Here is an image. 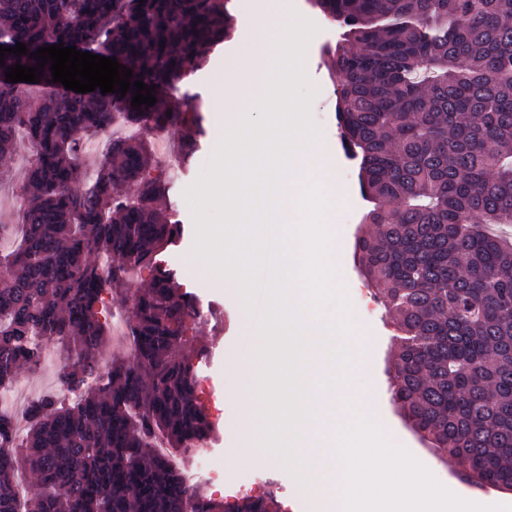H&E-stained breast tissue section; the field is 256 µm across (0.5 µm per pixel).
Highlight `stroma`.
<instances>
[{"label":"stroma","mask_w":512,"mask_h":512,"mask_svg":"<svg viewBox=\"0 0 512 512\" xmlns=\"http://www.w3.org/2000/svg\"><path fill=\"white\" fill-rule=\"evenodd\" d=\"M335 33L325 38L311 37L304 59V68L309 81L317 92L310 103V116L323 140L332 166L349 200L347 207L334 217L336 239L342 254L343 276L347 283L345 302L352 307L357 317V332L365 336L369 370L359 376L357 386L368 389L372 395V409L384 421L390 440L404 448L440 482L449 486L457 495L471 499L488 507L506 503L512 492L491 488L479 489L461 482L453 461L439 458L432 448L422 442L406 425L393 400L391 379L394 374L393 352L398 345L396 333L385 315V309L376 295V290L359 271L355 254V237L363 231L362 217L369 204L361 196L358 185V163L350 157L339 143L336 125V83L324 65L323 43H335ZM236 38H229L217 46L206 70L190 77L184 89L196 97L205 116L206 134L187 164L175 161L177 134L169 132L167 138L151 139L150 144L157 161L174 159L171 172L176 179L170 206L184 226L181 241L168 255L169 262L182 269L188 256L195 251L197 228L186 191L194 185L211 160L224 134V99L216 95L213 82L222 74L225 64L237 53ZM32 149L27 141H18L11 156L0 158V224L16 223L22 204L21 186L31 166ZM203 305L205 315L193 323L191 335L196 347L205 349L199 371V391L208 402L217 424L215 436L196 448L185 465L188 483L217 491L219 486L230 483L235 490L253 494L272 487L287 507L288 512H309L311 505L299 492L292 474L284 465L273 467H242L228 470L224 467V450L232 434L231 423L236 416L235 406L224 396L227 382V359L233 355H244L254 346L255 328H244L239 320L241 301L237 292L230 288L214 286L208 277L181 276ZM55 357L54 363H43L40 369L20 370L13 383L17 403L12 411L19 416V429H26L23 416L28 403L40 395L54 396L58 401L70 404L74 397L63 390L59 382L60 365L64 353L58 343L48 346Z\"/></svg>","instance_id":"35a3bbf8"}]
</instances>
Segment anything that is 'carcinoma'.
Returning a JSON list of instances; mask_svg holds the SVG:
<instances>
[{"mask_svg":"<svg viewBox=\"0 0 512 512\" xmlns=\"http://www.w3.org/2000/svg\"><path fill=\"white\" fill-rule=\"evenodd\" d=\"M342 29L325 50L339 77L336 118L360 158L373 231L361 270L399 336L393 400L411 430L457 460L465 483L512 491V0H312ZM226 0H0V44L46 42L116 57L160 97L205 69L230 36ZM133 91L50 93L30 100L0 81V155L18 135L35 160L23 186L17 248L0 252V387L68 352L67 408L32 401L33 425L0 413V512H281L272 491L216 499L184 477L185 452L215 422L198 393L200 351L188 337L197 298L167 267L183 233L171 218V175L136 137L109 141L95 180L77 192L84 137L114 110L137 128L176 129L187 157L204 135L201 105L131 107ZM148 272L131 298L132 358L84 388L106 343L105 297ZM36 480L24 504L15 472Z\"/></svg>","mask_w":512,"mask_h":512,"instance_id":"obj_1","label":"carcinoma"}]
</instances>
